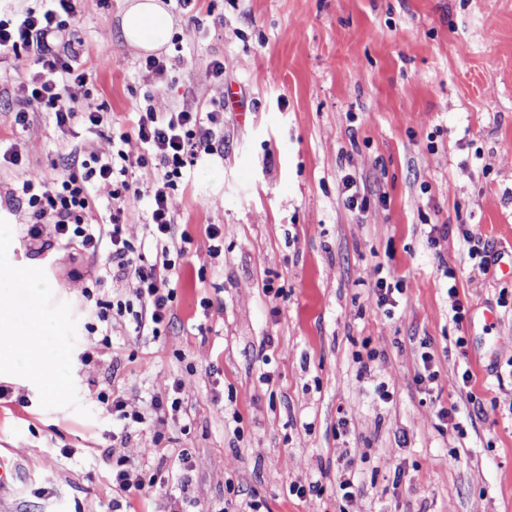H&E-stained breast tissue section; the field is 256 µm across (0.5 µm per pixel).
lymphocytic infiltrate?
<instances>
[{
	"label": "lymphocytic infiltrate",
	"mask_w": 512,
	"mask_h": 512,
	"mask_svg": "<svg viewBox=\"0 0 512 512\" xmlns=\"http://www.w3.org/2000/svg\"><path fill=\"white\" fill-rule=\"evenodd\" d=\"M56 8H32L18 18H0V56L33 55L40 65L30 79L19 82L16 92L25 103L51 106L58 124L73 119L89 127H101L102 109L87 104L76 107V87L87 74L72 61L80 54L74 42L61 41L59 15L75 16L77 0H56ZM201 110L172 107L159 111L147 106L138 112L137 136L144 146L132 156L106 142L90 154L89 163L73 169L61 181L48 183L29 173L19 181L14 199L28 211L27 234L39 251L57 245L92 256L107 255V271L113 279L133 278L138 283L134 301H119L101 307L95 314L99 324L111 326L113 317L131 315L136 332L159 330L171 317L176 299L173 287L176 263L170 257L175 237L170 210L171 194L178 187L188 162L213 154L216 146L210 130L204 127ZM154 166L160 177L150 190L129 181L131 169ZM112 187V210L99 212L93 182ZM148 206V222L155 241V255L147 260L126 238L122 219L126 211L140 204Z\"/></svg>",
	"instance_id": "obj_1"
}]
</instances>
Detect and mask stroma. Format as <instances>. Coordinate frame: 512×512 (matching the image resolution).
I'll list each match as a JSON object with an SVG mask.
<instances>
[{
    "mask_svg": "<svg viewBox=\"0 0 512 512\" xmlns=\"http://www.w3.org/2000/svg\"><path fill=\"white\" fill-rule=\"evenodd\" d=\"M128 3L80 0L67 26L89 74L76 97L106 112L102 134L23 106L14 89L37 65L0 60V142L22 154L0 165V273L54 283L52 369L67 385L51 397L0 375V452L23 476L0 512H512V0H194L170 13L162 79L123 39ZM149 105L215 110L219 148L170 200L191 242L169 323L155 336L117 318L105 345L88 329L95 301L134 299L136 281L100 258L34 253L12 195L23 172L57 179L106 135L140 154L134 113ZM347 176L363 212L344 204ZM473 244L497 261L480 267ZM381 277L403 284L393 308L375 305ZM452 283L469 305L459 324ZM205 297L223 311L204 313ZM425 352L430 388L416 381ZM173 382L180 411L155 413ZM102 390L152 426L113 444ZM120 457L181 491L122 495Z\"/></svg>",
    "mask_w": 512,
    "mask_h": 512,
    "instance_id": "obj_1",
    "label": "stroma"
}]
</instances>
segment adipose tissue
Wrapping results in <instances>:
<instances>
[{"label":"adipose tissue","mask_w":512,"mask_h":512,"mask_svg":"<svg viewBox=\"0 0 512 512\" xmlns=\"http://www.w3.org/2000/svg\"><path fill=\"white\" fill-rule=\"evenodd\" d=\"M122 33L129 46L154 51L168 43L172 20L159 0H130ZM53 288L51 281L30 278L21 268L0 276V369L22 372L47 395L57 397L65 386L47 369L51 326L44 312Z\"/></svg>","instance_id":"ef3b65f1"}]
</instances>
